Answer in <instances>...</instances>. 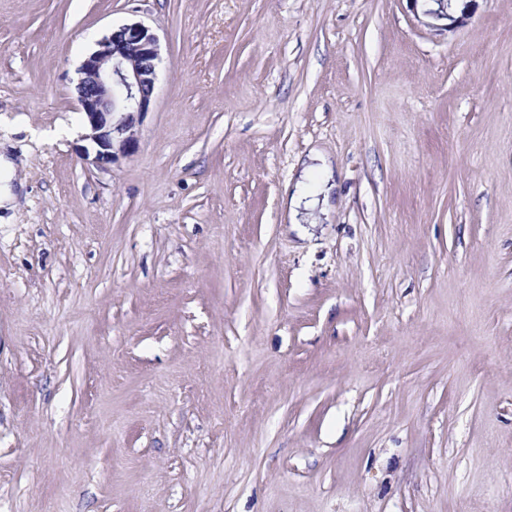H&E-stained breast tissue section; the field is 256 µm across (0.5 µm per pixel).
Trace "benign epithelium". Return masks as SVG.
Segmentation results:
<instances>
[{"instance_id":"benign-epithelium-1","label":"benign epithelium","mask_w":512,"mask_h":512,"mask_svg":"<svg viewBox=\"0 0 512 512\" xmlns=\"http://www.w3.org/2000/svg\"><path fill=\"white\" fill-rule=\"evenodd\" d=\"M422 15L432 19L431 27L440 20L447 21V31L458 24L442 6L428 8ZM159 63V39L141 22L112 30L82 62L77 102L88 128L84 156L93 163L110 164L135 143L136 117L149 109Z\"/></svg>"}]
</instances>
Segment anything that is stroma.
Returning <instances> with one entry per match:
<instances>
[{
	"instance_id": "1",
	"label": "stroma",
	"mask_w": 512,
	"mask_h": 512,
	"mask_svg": "<svg viewBox=\"0 0 512 512\" xmlns=\"http://www.w3.org/2000/svg\"><path fill=\"white\" fill-rule=\"evenodd\" d=\"M453 8L0 0V512H512V0ZM131 21L100 167L78 69ZM79 68L76 85L79 109L88 133L84 156L97 165L111 164L125 154L135 137L136 115L148 111L160 63L159 39L142 22L112 29ZM114 114L120 117L114 122ZM315 188H311V184H303L301 187L300 183L297 186V190L294 191L289 198L288 210L290 212V221L292 224H300L297 220L298 209L302 201H305V208H309L315 203ZM309 199V200H308Z\"/></svg>"
}]
</instances>
